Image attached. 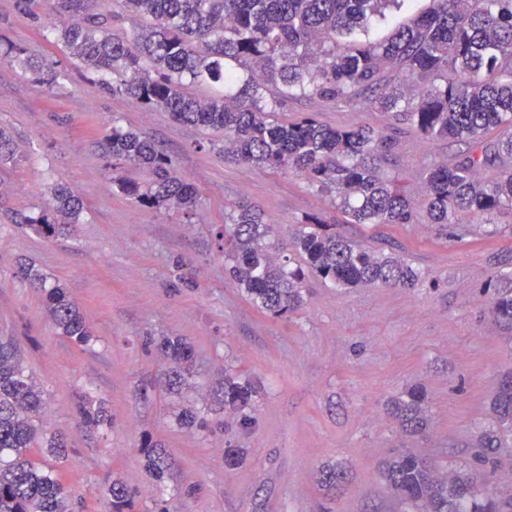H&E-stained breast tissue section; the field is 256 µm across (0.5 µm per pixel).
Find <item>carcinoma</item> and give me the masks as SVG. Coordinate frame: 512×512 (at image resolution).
Instances as JSON below:
<instances>
[{
    "label": "carcinoma",
    "instance_id": "obj_1",
    "mask_svg": "<svg viewBox=\"0 0 512 512\" xmlns=\"http://www.w3.org/2000/svg\"><path fill=\"white\" fill-rule=\"evenodd\" d=\"M37 19L47 8L75 64L112 79V92L144 109L161 107L180 124L224 132L219 151L237 163L304 178L333 200L346 224L371 230L390 224H426L438 238L448 227L490 223L512 216V0H429L426 9L369 37L376 18L405 0H119L104 13L101 0H20ZM127 16L143 24L130 31ZM208 89L203 96L187 85ZM293 98H317L347 108L367 107L406 125L427 141L462 142L452 160L424 168V201L387 175L383 166L394 141L366 124L323 125L311 115L278 120ZM497 130L491 136L489 131ZM112 157V182L133 203L150 209L191 211L200 192L181 179L173 160L143 134L112 129L102 142ZM148 169L141 184L118 173V164ZM80 199L60 188L26 227L45 238L69 233ZM293 263L281 255L277 232L257 209L242 202L224 206V265L253 306L288 317L305 303L307 281L336 288L374 285L414 288L439 280L396 253L354 241L313 216L289 231ZM39 288L50 287V314L60 334L81 346L90 329L60 281L25 269ZM488 310L512 328V288H488ZM165 353L173 386L188 373L189 347L169 340ZM252 389L237 376L224 378V406L253 420ZM425 395L413 388L395 402L402 431L426 428ZM491 407L499 430L481 435L473 468L438 478L428 463L403 452L382 471L388 487L415 512H503L499 501L479 493L474 476L512 433V375L501 380ZM43 392L25 374L15 348L0 342V512H73L59 473L33 459L42 427ZM149 466L162 475L166 454L144 448ZM344 473L320 470L332 489ZM113 512H128L133 492L112 482Z\"/></svg>",
    "mask_w": 512,
    "mask_h": 512
}]
</instances>
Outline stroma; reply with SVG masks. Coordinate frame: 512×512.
<instances>
[{
    "instance_id": "stroma-1",
    "label": "stroma",
    "mask_w": 512,
    "mask_h": 512,
    "mask_svg": "<svg viewBox=\"0 0 512 512\" xmlns=\"http://www.w3.org/2000/svg\"><path fill=\"white\" fill-rule=\"evenodd\" d=\"M50 22L0 0V45L23 57L0 60V130L15 150L0 162V340L14 342L44 393L45 429L64 449L43 460L60 472L76 512H112L116 479L134 490V512H155L160 502L170 512H411L385 484V461L409 451L442 474L469 467L479 436L497 427L491 398L512 374V330L484 295L491 276L512 274V218L467 225L460 242L433 239L420 224L383 228L380 248L395 246L439 287L335 288L313 279L300 312L271 317L224 270V207L250 202L283 232L313 215L334 218L330 197L298 176L227 160L215 145L220 132L111 92L67 59ZM47 64L54 80L45 87ZM309 112L332 126L382 128L396 143L390 174L417 197L422 168L460 150L380 113L318 99L289 101L280 116ZM116 127L171 156L200 190L197 208L148 209L121 193L97 145ZM61 186L83 202L67 238L17 224ZM28 266L65 284L92 330L86 345L59 334L45 290L21 274ZM175 338L192 359L171 390L162 346ZM228 373L252 386L250 426L224 407ZM412 387L423 388L429 415L428 431L414 436L390 413ZM85 402L102 407L107 424L87 427ZM188 414L196 422L184 423ZM145 440L168 454L163 480L147 467ZM229 447L246 455L233 469L224 465ZM326 465L344 473L332 490L318 482Z\"/></svg>"
}]
</instances>
